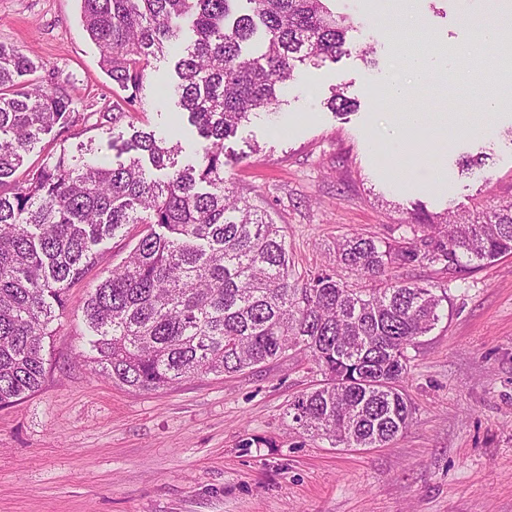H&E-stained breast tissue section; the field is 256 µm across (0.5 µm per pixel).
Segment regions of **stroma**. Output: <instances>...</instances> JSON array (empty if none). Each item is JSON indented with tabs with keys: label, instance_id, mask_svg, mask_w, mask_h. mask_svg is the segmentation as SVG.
<instances>
[{
	"label": "stroma",
	"instance_id": "35a3bbf8",
	"mask_svg": "<svg viewBox=\"0 0 512 512\" xmlns=\"http://www.w3.org/2000/svg\"><path fill=\"white\" fill-rule=\"evenodd\" d=\"M354 23L357 55L300 67L279 108L224 142V178L281 228L301 279L341 273L338 240L353 233L401 236L414 210L472 211L512 197V107L491 135L466 129L486 115L473 88L500 93L498 57L472 45L462 0H418L405 31H393L374 0H335ZM0 42L36 66L27 82L75 86L78 122L55 128L29 163L59 145L93 143L117 160L133 129L175 131L181 161L204 144L186 114L158 101L175 59L154 61L138 95L120 89L82 29L79 0H0ZM458 49L474 87L433 76L389 106L382 85L402 69L403 50ZM343 88L357 103L339 115L326 102ZM121 107L127 116L101 125ZM447 113L448 140L419 135L395 153L407 112ZM481 158L480 175L458 161ZM401 278L445 286L450 314L411 352L404 389L409 426L378 448H334L294 425L289 403L320 379L304 354L231 376L185 379L156 392L112 383L77 358L88 329L81 306L92 269L69 290L70 311L50 338L41 391L0 408V512H512V255L446 275L429 268Z\"/></svg>",
	"mask_w": 512,
	"mask_h": 512
}]
</instances>
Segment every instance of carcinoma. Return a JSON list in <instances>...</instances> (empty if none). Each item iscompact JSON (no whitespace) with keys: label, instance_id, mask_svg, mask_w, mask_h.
<instances>
[{"label":"carcinoma","instance_id":"obj_1","mask_svg":"<svg viewBox=\"0 0 512 512\" xmlns=\"http://www.w3.org/2000/svg\"><path fill=\"white\" fill-rule=\"evenodd\" d=\"M79 2L101 67L134 94L152 61L191 33L167 92L206 145L183 165L179 142L138 130L121 148L125 162L63 147L26 169L41 135L79 116L72 93L17 83L31 62L0 43V407L42 389L69 288L100 264L98 245L142 224L126 260L84 299V362L116 384L157 391L302 352L322 380L288 404L294 424L336 448L394 439L412 418L409 350L449 302L447 289L395 272L451 274L511 255L512 199L467 216L416 213L409 235L391 241L344 238L336 261L370 288L326 272L301 282L279 227L225 186L224 140L278 105L299 66L350 55L349 17L333 0H246L238 15L239 0ZM259 30L264 51L251 59L244 48ZM327 107L343 114L354 101L335 88Z\"/></svg>","mask_w":512,"mask_h":512}]
</instances>
